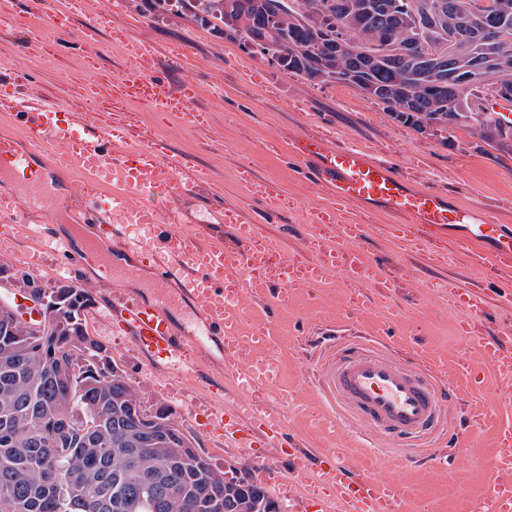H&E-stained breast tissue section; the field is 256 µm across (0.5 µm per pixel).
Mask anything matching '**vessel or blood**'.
<instances>
[{
	"instance_id": "vessel-or-blood-1",
	"label": "vessel or blood",
	"mask_w": 512,
	"mask_h": 512,
	"mask_svg": "<svg viewBox=\"0 0 512 512\" xmlns=\"http://www.w3.org/2000/svg\"><path fill=\"white\" fill-rule=\"evenodd\" d=\"M73 12V0H40L37 18L44 38L55 41L72 34L86 47H94L96 27L72 31L68 20ZM25 80L10 61L0 59V113L25 135L20 145L0 143V175L31 172L36 161L46 157L75 169L81 176L78 221L90 225L93 236L88 248L80 250L69 239L30 223L27 209L43 200L36 187L22 195L0 196V222L11 227L9 235L0 237V252H8L18 240L38 241L60 257L67 275L93 259L104 272H111L112 256L120 252L151 262L164 300L153 304L119 300L110 308L112 319L131 332L146 355L162 357L173 369L183 367L188 350H206L215 337L222 339L223 350L247 355L239 378L255 394V401L227 399L213 410L216 422L240 447H250L258 435L281 441L288 421L283 410L287 394H277L274 403L265 399L274 392L271 362L251 356L252 351L269 346L272 332L264 325L246 329L241 288L269 291L282 305L288 301V286L298 281L324 284L332 270L357 284L379 274L376 265L360 258L359 242L369 234L370 225L340 224L337 216L358 208L390 216L392 222L384 230L404 251L435 246L442 259L464 255L502 293L512 295V228L495 223L479 207L453 204L436 191L415 187L367 149L323 135H303L288 146L293 162L311 164L313 180L327 189L333 201L332 207L311 210L307 216L318 242L315 258L269 262L273 245L262 226L246 221L233 207L217 208L213 215L218 223L234 229L236 247H227L223 236L210 233L207 221L185 223L167 200L192 192L204 181V173L185 171L180 158L155 143L103 123L93 103L103 94L117 112L135 104L192 120L195 82L187 77L177 83L159 75L150 52L135 50L108 85L91 74L86 82L93 97L89 103L30 104L21 92ZM242 179L248 191L266 204L269 215L280 212L281 195L275 185L257 183L247 172ZM143 189L159 194L160 203L131 205V197ZM186 301L193 305L191 315L185 322H174L172 304ZM9 303L27 321L43 318L27 292H12ZM477 344L494 368H512V355L505 354L500 339L481 336ZM322 385L344 416L374 433L393 434L404 446L425 439L441 421L442 389L427 373L353 343L342 344L324 361ZM320 478L334 486L339 512H394L395 486L372 474L334 466L321 468Z\"/></svg>"
}]
</instances>
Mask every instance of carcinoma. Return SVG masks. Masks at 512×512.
Listing matches in <instances>:
<instances>
[{"label":"carcinoma","mask_w":512,"mask_h":512,"mask_svg":"<svg viewBox=\"0 0 512 512\" xmlns=\"http://www.w3.org/2000/svg\"><path fill=\"white\" fill-rule=\"evenodd\" d=\"M182 15L209 25L224 39L266 58L284 73L311 83L340 67L357 87L384 105L388 116L421 135L471 129L495 149L512 150V125L474 100L512 90V0H492L503 12L504 45L484 41L473 25L482 0H420L418 18L399 7L365 13L364 0H176ZM346 49L336 55L331 44ZM451 59L453 90L438 95L416 78L419 55ZM478 58L491 61L485 71ZM402 101L409 112H394ZM69 302L45 308L48 336L14 323L0 308V512H130L128 501L152 482L148 512H269L267 488L249 476L213 469L171 416L150 419L132 382L116 372L108 345L92 335L85 312L91 296L71 283ZM138 422L150 431L125 428ZM57 471L47 488L44 475Z\"/></svg>","instance_id":"cac0c4a2"}]
</instances>
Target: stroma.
Here are the masks:
<instances>
[{"label":"stroma","instance_id":"1","mask_svg":"<svg viewBox=\"0 0 512 512\" xmlns=\"http://www.w3.org/2000/svg\"><path fill=\"white\" fill-rule=\"evenodd\" d=\"M92 20L101 31L95 56L73 40L46 49L36 42L31 0H15L0 22V57L11 58L28 74L24 94L29 100L63 103L83 89L90 72H119L132 44L153 51L162 71L170 70L175 47L189 46L190 74L198 83L195 106L204 113V123L186 126L176 117L140 107L129 109L121 120L141 139L161 143L178 155L188 169L206 174L195 194L178 202L190 218H206L203 201L214 196L263 225L285 255L312 256L306 215L329 205L331 198L305 169L292 165L284 149L297 136L323 134L395 164L417 187L480 207L496 223L512 226V152L488 147L469 129L454 130L445 143L422 136L389 118L376 101L345 86L314 85L278 71L209 27L188 22L173 7L154 14L146 0H123L117 9L110 0H91L85 11L75 14L73 26L78 29ZM246 170L257 180L278 185L284 207L277 218H269L265 204L242 188ZM48 179L53 195L47 211L33 213V221L83 247L91 230L71 221L81 205L73 174L55 171ZM354 218L380 228L362 246L387 286L362 287L334 275L326 287H289L288 302L280 307L252 291L243 293L249 323H269L275 330L273 359L277 386L288 392V434L317 461L394 482L399 512H467L470 498L492 497L499 480L512 474V457L500 441L506 427H512V380L494 370L468 334L507 336L512 307L503 306L498 292L489 290L463 257L439 263L427 251L403 253L381 231L387 216L360 210ZM114 261L127 268V275L106 278L99 263L91 262L75 270L71 280L92 296L88 327L108 343L116 365L145 399H160L172 409L174 420L216 470L228 477L247 470L287 512H323L331 488L320 484L316 471H294L290 447L225 445L211 408L223 395L239 390L235 357L191 350L186 369L172 372L163 358L144 355L113 324L111 298L150 303L158 297L149 263L124 253ZM451 278L461 279L471 290L480 312L463 311L446 289ZM336 334L428 367L449 386L453 401L446 438L432 447L399 452L333 407L318 377L324 355L320 340Z\"/></svg>","mask_w":512,"mask_h":512}]
</instances>
